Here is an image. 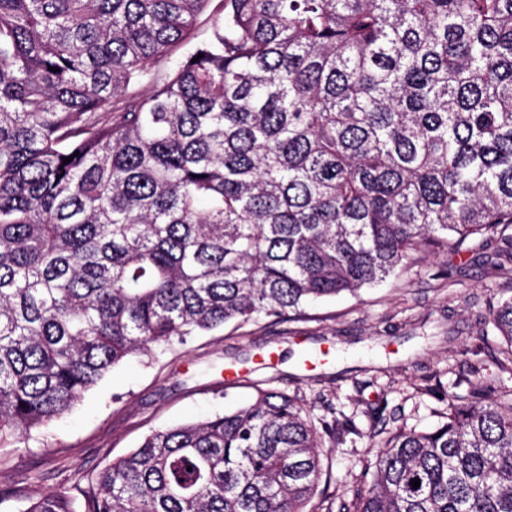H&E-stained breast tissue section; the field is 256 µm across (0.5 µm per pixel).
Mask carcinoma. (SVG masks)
<instances>
[{"mask_svg":"<svg viewBox=\"0 0 512 512\" xmlns=\"http://www.w3.org/2000/svg\"><path fill=\"white\" fill-rule=\"evenodd\" d=\"M509 228L512 0H0V447L133 354ZM490 316L512 343V298ZM473 393L373 433L327 512H512V397ZM322 448L259 389L0 504L306 512Z\"/></svg>","mask_w":512,"mask_h":512,"instance_id":"obj_1","label":"carcinoma"}]
</instances>
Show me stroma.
<instances>
[{
  "instance_id": "obj_1",
  "label": "stroma",
  "mask_w": 512,
  "mask_h": 512,
  "mask_svg": "<svg viewBox=\"0 0 512 512\" xmlns=\"http://www.w3.org/2000/svg\"><path fill=\"white\" fill-rule=\"evenodd\" d=\"M503 246L495 238L458 252L421 248L396 276L358 294L130 357L68 414L0 447V491L67 490L152 430L224 413L261 388L296 396L315 419L341 420L324 467L330 493L342 495L374 461L368 435L377 406L401 427L438 426L447 402L421 390L423 376L438 375L457 397L479 383L512 391V373L497 367L512 345L489 322L490 307L512 297V278L491 268ZM270 350L274 362L259 365ZM228 367L240 372L230 385Z\"/></svg>"
}]
</instances>
